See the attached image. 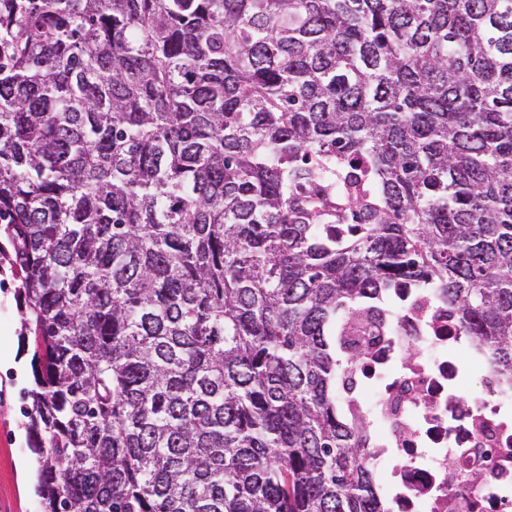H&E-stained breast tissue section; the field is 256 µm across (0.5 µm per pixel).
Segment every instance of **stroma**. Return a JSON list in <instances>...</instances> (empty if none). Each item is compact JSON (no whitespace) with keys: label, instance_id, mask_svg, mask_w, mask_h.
<instances>
[{"label":"stroma","instance_id":"35a3bbf8","mask_svg":"<svg viewBox=\"0 0 512 512\" xmlns=\"http://www.w3.org/2000/svg\"><path fill=\"white\" fill-rule=\"evenodd\" d=\"M14 249L0 226V512H44L36 493L37 436L23 415L39 369L35 345L23 324Z\"/></svg>","mask_w":512,"mask_h":512}]
</instances>
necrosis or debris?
<instances>
[{
    "label": "necrosis or debris",
    "mask_w": 512,
    "mask_h": 512,
    "mask_svg": "<svg viewBox=\"0 0 512 512\" xmlns=\"http://www.w3.org/2000/svg\"><path fill=\"white\" fill-rule=\"evenodd\" d=\"M346 407L387 512H512V382L461 335L436 289L357 317Z\"/></svg>",
    "instance_id": "4bbe7bcc"
}]
</instances>
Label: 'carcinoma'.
Segmentation results:
<instances>
[{
	"label": "carcinoma",
	"mask_w": 512,
	"mask_h": 512,
	"mask_svg": "<svg viewBox=\"0 0 512 512\" xmlns=\"http://www.w3.org/2000/svg\"><path fill=\"white\" fill-rule=\"evenodd\" d=\"M45 512H381L348 316L512 377V0H0Z\"/></svg>",
	"instance_id": "cac0c4a2"
}]
</instances>
